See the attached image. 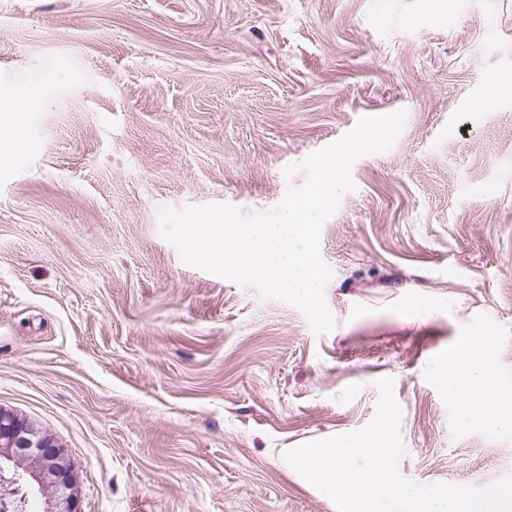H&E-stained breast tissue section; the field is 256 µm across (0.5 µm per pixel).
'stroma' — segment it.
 Segmentation results:
<instances>
[{
  "label": "stroma",
  "mask_w": 512,
  "mask_h": 512,
  "mask_svg": "<svg viewBox=\"0 0 512 512\" xmlns=\"http://www.w3.org/2000/svg\"><path fill=\"white\" fill-rule=\"evenodd\" d=\"M512 0H0V87H39L0 162V407L75 462L84 512H338L287 451L360 430L399 473L486 488L512 435L434 371L477 325L512 386ZM406 111L322 225L335 328L186 264L159 211L269 212L288 165Z\"/></svg>",
  "instance_id": "35a3bbf8"
}]
</instances>
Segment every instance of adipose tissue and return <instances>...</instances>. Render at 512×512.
<instances>
[{
    "mask_svg": "<svg viewBox=\"0 0 512 512\" xmlns=\"http://www.w3.org/2000/svg\"><path fill=\"white\" fill-rule=\"evenodd\" d=\"M43 104L39 88H0L1 161L14 160L30 150L31 143L26 137L28 115ZM495 346L492 332L472 331L449 350L448 359L438 365L436 376L463 421L481 420L511 435L512 388L501 382L494 369Z\"/></svg>",
    "mask_w": 512,
    "mask_h": 512,
    "instance_id": "obj_1",
    "label": "adipose tissue"
}]
</instances>
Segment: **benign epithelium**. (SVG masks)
Instances as JSON below:
<instances>
[{"label": "benign epithelium", "mask_w": 512, "mask_h": 512, "mask_svg": "<svg viewBox=\"0 0 512 512\" xmlns=\"http://www.w3.org/2000/svg\"><path fill=\"white\" fill-rule=\"evenodd\" d=\"M0 489L3 497H37L40 512H81L78 468L52 437L0 407Z\"/></svg>", "instance_id": "1"}]
</instances>
